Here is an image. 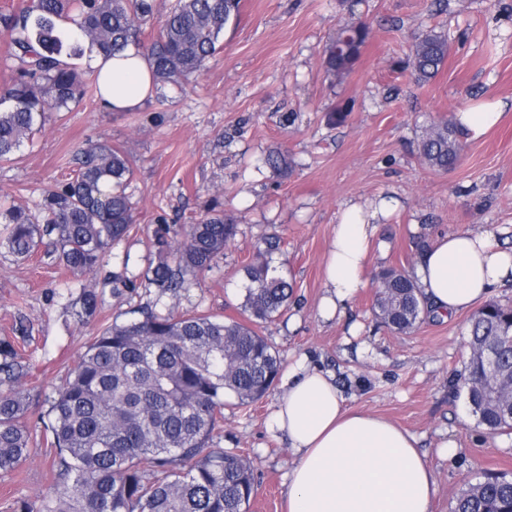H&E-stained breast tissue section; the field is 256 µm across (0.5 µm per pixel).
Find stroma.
<instances>
[{"instance_id":"stroma-1","label":"stroma","mask_w":512,"mask_h":512,"mask_svg":"<svg viewBox=\"0 0 512 512\" xmlns=\"http://www.w3.org/2000/svg\"><path fill=\"white\" fill-rule=\"evenodd\" d=\"M351 22L365 23L371 35L339 80L324 60ZM430 29L447 38L449 53L422 83L402 63ZM498 100L506 116L464 142L452 169L423 163L424 127ZM97 141L128 152L134 169L132 230L91 279L97 315L82 325L70 313L82 277L44 253L19 261L0 247V340L14 343L27 366L29 424L98 329L143 306L228 315L242 301V268L256 244L277 238L276 259L296 288L260 334L284 366L302 359L333 372L348 405L414 433L437 478L433 512H451L455 495L484 473H512V431L478 426L451 386L464 369L469 314L428 315L410 333H395L375 319L373 286L384 269H413L421 248L443 233L489 231L512 251V0H241L239 22L186 93L162 103L148 97L133 112H109L86 98L52 113L34 142L0 162V203L34 207L42 189L72 176L78 149ZM272 154L286 158L287 171L267 165ZM385 197L397 205L377 217L369 285L341 312L321 316L326 257L343 210L371 211ZM213 207L235 218L233 243L208 272L187 277L178 296L160 294L146 276L150 238L163 223L184 236ZM20 322L29 335H19ZM283 393L278 380L250 406H225L213 438L256 468L249 512H283L293 457L270 427ZM446 439L458 445L455 458L440 452ZM53 459L42 445L19 469L0 471V512L45 494Z\"/></svg>"}]
</instances>
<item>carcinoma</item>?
<instances>
[{"mask_svg": "<svg viewBox=\"0 0 512 512\" xmlns=\"http://www.w3.org/2000/svg\"><path fill=\"white\" fill-rule=\"evenodd\" d=\"M157 0H30L0 13V28L20 66L0 88V160L10 161L42 132L49 112L70 111L85 96H99L97 76L80 70V38L106 54L141 45L155 18ZM239 0H172L145 53L153 66V91L185 90L202 71ZM71 20L78 36L65 37L59 21ZM369 38L363 25L338 32L325 60L334 76L347 74ZM448 57V40L431 30L415 42L407 64L418 80L434 78ZM453 124L435 122L420 136L423 161L448 170L460 153ZM73 177L43 189L34 209L0 208V244L19 260L36 250L75 275L97 273L112 245L133 224L126 192L133 175L128 154L98 142L80 149ZM236 235L232 218L209 210L181 240L159 228L151 242L149 281L175 295L187 276L202 274ZM266 240L243 267V321L205 314L141 312L114 321L93 336L72 376L55 389L40 430L26 424L28 396L15 387L26 365L14 345L0 340V471L24 464L37 436L54 448L52 492L38 501L20 498L12 512H248L255 474L252 462L210 443L224 419V398L239 406L259 400L277 377L281 360L258 329L288 307L293 283ZM74 316L84 323L98 310L90 289ZM421 309L412 271L392 268L376 284L374 313L397 333L416 326ZM512 330V307L489 303L469 324V355L453 379L472 414L492 433L512 431V400L483 378V353L497 347L500 379L512 376V347L499 341ZM452 512H512V479L494 473L462 489Z\"/></svg>", "mask_w": 512, "mask_h": 512, "instance_id": "1", "label": "carcinoma"}]
</instances>
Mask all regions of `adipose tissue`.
Returning <instances> with one entry per match:
<instances>
[{
  "mask_svg": "<svg viewBox=\"0 0 512 512\" xmlns=\"http://www.w3.org/2000/svg\"><path fill=\"white\" fill-rule=\"evenodd\" d=\"M83 67L98 77L100 103L112 112L137 109L152 90V66L135 46L104 54L82 43ZM503 117L497 103L455 113L459 136L471 140ZM371 212L345 208L329 248L326 310L343 306L367 280V252L377 227ZM416 280L431 312L471 310L492 289L512 282V252L493 234L457 230L436 238L420 256ZM272 426L288 440L285 512H431L434 471L414 434L382 417L353 410L330 371L298 362L288 371Z\"/></svg>",
  "mask_w": 512,
  "mask_h": 512,
  "instance_id": "1",
  "label": "adipose tissue"
}]
</instances>
